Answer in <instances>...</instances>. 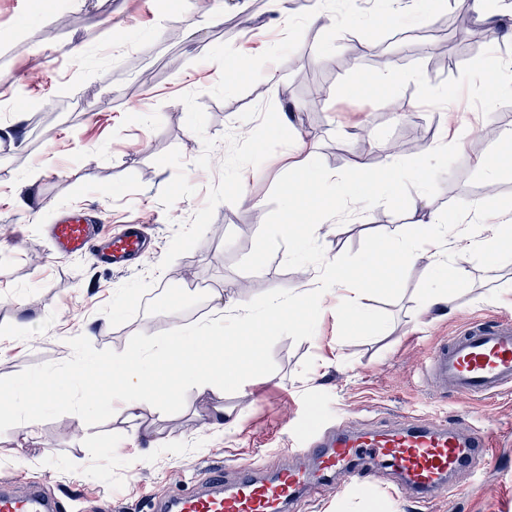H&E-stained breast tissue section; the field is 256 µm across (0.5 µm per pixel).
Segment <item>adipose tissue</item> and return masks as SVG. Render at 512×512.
I'll return each mask as SVG.
<instances>
[{"instance_id": "adipose-tissue-1", "label": "adipose tissue", "mask_w": 512, "mask_h": 512, "mask_svg": "<svg viewBox=\"0 0 512 512\" xmlns=\"http://www.w3.org/2000/svg\"><path fill=\"white\" fill-rule=\"evenodd\" d=\"M354 166L360 173L363 189L338 193L334 212L360 219L369 211L374 201L373 189L380 185L381 178L362 161H355ZM415 208L420 211L422 222L385 231L383 242L408 263L414 262L419 254H426L452 282L465 274L472 255L478 254L488 262H495L502 253L505 237L512 235L511 224H492L488 227V235L479 241L458 237V246L451 251L447 248L448 237L458 228V221L433 208L423 193L419 194ZM348 279V271L340 262H328L317 287L301 291L285 301L273 298L267 302L261 316L265 330L278 328L288 315L306 313L318 302L323 291L348 287ZM148 349L153 370L145 369L146 359L142 355H116L109 359L75 361L71 376L82 382L90 378H106L126 394L121 412L126 418L133 419L153 399L157 372H166L168 389H176L188 381L200 392L220 395L228 381L239 376L243 368L244 355L237 342L224 336L219 320L194 332L174 326L167 338L149 343Z\"/></svg>"}]
</instances>
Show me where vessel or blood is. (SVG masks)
I'll list each match as a JSON object with an SVG mask.
<instances>
[{
	"label": "vessel or blood",
	"mask_w": 512,
	"mask_h": 512,
	"mask_svg": "<svg viewBox=\"0 0 512 512\" xmlns=\"http://www.w3.org/2000/svg\"><path fill=\"white\" fill-rule=\"evenodd\" d=\"M58 256L83 255L92 263L123 268L144 254V229L126 225L105 237L87 212L66 209L47 228ZM424 373L440 386L474 398H490L512 388V321L472 323L449 342L435 347ZM292 453L314 460L316 471L285 465L271 478H261L262 467L247 463L237 480L225 486L223 476L206 486L173 496L163 512H287L301 495L324 496L333 480L354 489L393 485L400 493L426 502L455 496L449 477L460 468L484 470L491 446L489 434L452 421L420 420L377 434L331 433L321 417H310L294 433ZM60 499L31 485L23 495L0 486V512H62Z\"/></svg>",
	"instance_id": "vessel-or-blood-1"
}]
</instances>
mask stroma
I'll return each instance as SVG.
<instances>
[{
	"mask_svg": "<svg viewBox=\"0 0 512 512\" xmlns=\"http://www.w3.org/2000/svg\"><path fill=\"white\" fill-rule=\"evenodd\" d=\"M467 0H337L346 26L307 21L315 0H0V123H19L15 143H0V388L17 383L28 396L0 409V482L43 484L63 512H150L153 501L208 480L226 481L244 462H283L293 425L322 411L332 425L377 431L407 418L466 415L474 427L493 419V463L483 473H455L461 493L422 506L381 490L329 492L303 499L302 512H512V392L472 400L427 385L421 364L430 349L477 319L512 318V240L500 263L473 258L456 283L427 258L406 264L381 245L382 228L413 222L426 190L435 207L458 214L474 204L512 201V172L484 193L479 157L512 165V94L484 80L495 58L512 57V40L458 37L440 49L434 31ZM121 32L116 51L102 21ZM82 47L75 55L73 47ZM397 80L354 87L352 69L382 70ZM153 82L136 87L138 76ZM321 91L317 108L305 101ZM294 127H279L280 113ZM471 129L465 146L430 159L426 185L416 163L439 133ZM303 134L313 165L308 184L289 168ZM395 143L402 172L366 217L318 225L311 238L285 240L278 224H302L306 210H331L333 174L359 186L351 165L385 167ZM428 158V157H427ZM40 169L31 199L16 178ZM290 187L292 200L282 189ZM260 209H253V202ZM64 208L93 212L107 231L145 225L151 251L127 269L62 258L46 227ZM373 262H366V255ZM339 260L353 286L365 288L367 318L338 322L326 297L249 351L253 367L223 395L184 383L156 397L137 420L118 415L124 400L109 390L84 407L81 383L65 385L74 349L108 358L164 339L172 307L141 297L160 284L180 291L196 318H213L210 301L184 289H224V303L259 316L268 298L310 287L323 265ZM446 290L451 309H424L428 290ZM233 409V429L208 426L214 408Z\"/></svg>",
	"mask_w": 512,
	"mask_h": 512,
	"instance_id": "obj_1",
	"label": "stroma"
}]
</instances>
